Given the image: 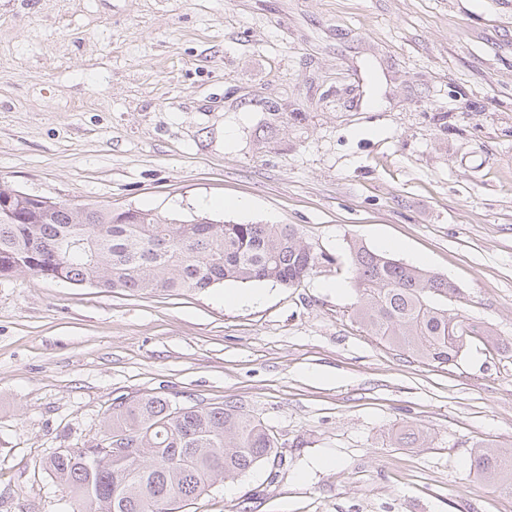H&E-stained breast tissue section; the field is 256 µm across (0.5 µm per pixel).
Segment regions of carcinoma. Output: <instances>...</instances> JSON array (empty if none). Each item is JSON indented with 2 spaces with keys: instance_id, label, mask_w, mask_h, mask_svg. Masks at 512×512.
<instances>
[{
  "instance_id": "carcinoma-1",
  "label": "carcinoma",
  "mask_w": 512,
  "mask_h": 512,
  "mask_svg": "<svg viewBox=\"0 0 512 512\" xmlns=\"http://www.w3.org/2000/svg\"><path fill=\"white\" fill-rule=\"evenodd\" d=\"M319 256L294 224L230 223L208 217H162L142 209L90 207L82 216L66 202L38 207L12 196L0 205V277L33 272L69 284L136 295L204 291L224 281L294 286ZM357 291L353 318L368 335L427 364L456 361L471 340L495 343L448 309L455 283L439 274L349 247ZM101 439L64 448L45 462L86 512H152L205 494L217 479L234 480L277 455V441L259 421L232 405L177 407L158 396L112 403ZM128 435L125 460L109 440ZM475 467L512 495V446L475 444Z\"/></svg>"
}]
</instances>
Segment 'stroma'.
Here are the masks:
<instances>
[{
	"mask_svg": "<svg viewBox=\"0 0 512 512\" xmlns=\"http://www.w3.org/2000/svg\"><path fill=\"white\" fill-rule=\"evenodd\" d=\"M0 184L295 224L324 257L172 296L0 277V512H74L42 462L121 395L275 433L180 512H512L471 465L512 442V0H0ZM355 241L448 277L498 345L436 366L362 332Z\"/></svg>",
	"mask_w": 512,
	"mask_h": 512,
	"instance_id": "1",
	"label": "stroma"
}]
</instances>
